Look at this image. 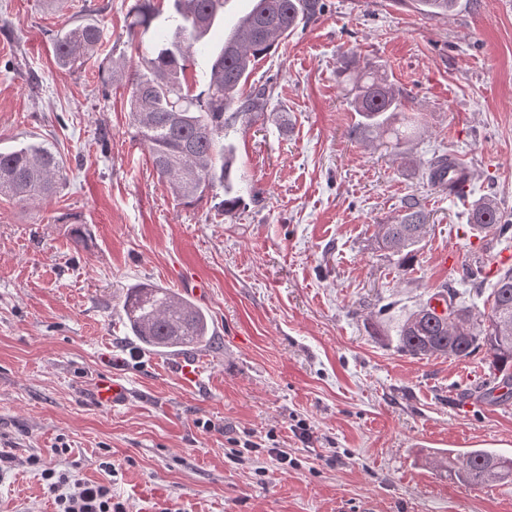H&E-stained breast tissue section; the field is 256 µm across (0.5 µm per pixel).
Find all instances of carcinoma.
<instances>
[{"label": "carcinoma", "instance_id": "carcinoma-1", "mask_svg": "<svg viewBox=\"0 0 512 512\" xmlns=\"http://www.w3.org/2000/svg\"><path fill=\"white\" fill-rule=\"evenodd\" d=\"M169 34L155 40L136 63L112 66L110 78L125 83L137 137L148 147L159 180L176 198L189 204L202 195L224 191V213L242 201L234 190L235 147L226 129L237 118L259 108L265 90L239 96L255 64L288 38L301 24L322 14L324 0H252L223 44L212 53L206 101L193 94L186 69L196 45L212 26L224 0H171ZM428 15L446 18L461 8V0H414ZM130 35L145 33L160 16L154 0H135L131 7ZM102 30L95 25L65 29L55 42L60 66L77 69L94 55ZM349 105L359 120L356 128L379 135L389 133L395 147L409 141L418 129V117L406 111L402 91L373 72L357 74ZM458 164L451 154L430 161L428 179L435 184ZM63 179V161L42 142L29 141L0 150V196L20 202H40L56 192ZM468 224L479 233H491L512 242V220L504 217L491 198L476 200ZM429 231L427 215L409 198L390 224L376 225L379 249L398 257L407 269ZM444 302L441 311L427 301L406 314L397 325L398 352L418 358L466 359L481 352L490 375L474 392L485 398L503 385L512 394V269L501 273L489 294L490 306L474 311L454 288L435 294ZM122 310L130 336L144 350L166 354L212 343L209 315L191 300L168 288L139 284L128 289ZM448 477L468 487L512 481V456L487 448H473L429 459Z\"/></svg>", "mask_w": 512, "mask_h": 512}]
</instances>
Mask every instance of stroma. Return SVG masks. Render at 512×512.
I'll return each instance as SVG.
<instances>
[{
	"mask_svg": "<svg viewBox=\"0 0 512 512\" xmlns=\"http://www.w3.org/2000/svg\"><path fill=\"white\" fill-rule=\"evenodd\" d=\"M133 2L0 0V148L44 140L65 165L40 203L0 197V449L14 457L0 512H56L32 454L110 479L130 512H512V482L467 487L427 463L478 445L512 455V397L467 395L469 361L402 354L366 325L386 303L394 329L447 286L472 299L444 252L500 260L503 243L467 218L486 196L512 218V0L445 19L409 0H325L244 87L266 93L227 133L235 181L253 190L230 215L209 194L178 200L134 136L109 73L159 30L131 40ZM85 22L103 32L98 53L61 68L57 32ZM355 60L420 112L408 162L352 137ZM442 153L469 166L464 196L428 181ZM411 196L430 228L403 274L374 231ZM188 275L207 285L212 345L182 359L137 349L128 288L180 294ZM108 371L129 379L123 407L91 397ZM246 431L291 466L230 456Z\"/></svg>",
	"mask_w": 512,
	"mask_h": 512,
	"instance_id": "obj_1",
	"label": "stroma"
}]
</instances>
